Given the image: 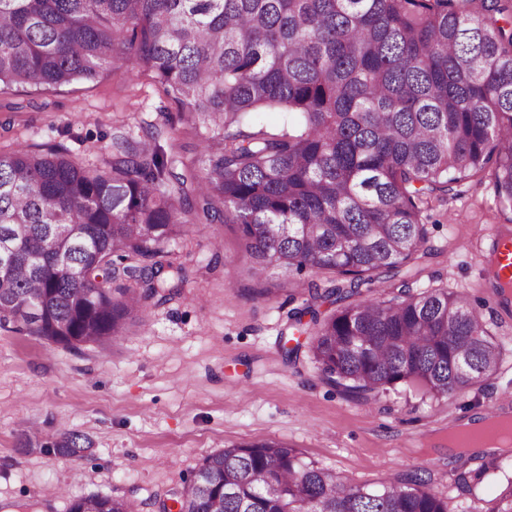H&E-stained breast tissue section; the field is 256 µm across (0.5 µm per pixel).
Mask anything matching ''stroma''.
I'll use <instances>...</instances> for the list:
<instances>
[{
  "instance_id": "obj_1",
  "label": "stroma",
  "mask_w": 512,
  "mask_h": 512,
  "mask_svg": "<svg viewBox=\"0 0 512 512\" xmlns=\"http://www.w3.org/2000/svg\"><path fill=\"white\" fill-rule=\"evenodd\" d=\"M149 131L184 158L197 142L176 105L126 59L97 83L0 93L2 148L60 144L75 161L101 167L113 136ZM508 219L487 172L458 196L432 200L426 213L432 255L419 285L464 293L507 343L501 372L459 397L390 391L365 404L329 386L305 352L285 358L284 346L306 341L292 333L288 313L307 295H253L233 224L187 225L169 254L188 273L180 296L107 348L72 350L0 329V512H68L71 498L94 494L159 512L207 455L268 439L359 485L422 467L447 495L458 465L449 428L512 408V314L482 260L488 228ZM71 432L90 441L82 456L24 451Z\"/></svg>"
}]
</instances>
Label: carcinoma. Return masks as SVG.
Wrapping results in <instances>:
<instances>
[{"instance_id": "cac0c4a2", "label": "carcinoma", "mask_w": 512, "mask_h": 512, "mask_svg": "<svg viewBox=\"0 0 512 512\" xmlns=\"http://www.w3.org/2000/svg\"><path fill=\"white\" fill-rule=\"evenodd\" d=\"M119 56L152 75L200 150L178 169L153 136L113 137L105 168L59 145L0 148V246L19 252L0 329L106 346L146 322L147 300L180 294L164 247L193 220L238 225L257 296L307 286L288 318L344 395L439 399L499 373L504 343L465 295L409 274L428 256L433 198L489 171L512 212V0H0V92L96 82ZM262 110L288 128L245 130ZM461 469L470 494L497 465ZM431 482L418 468L355 485L266 440L207 456L169 496L178 512H475L448 510ZM69 512L134 503L96 494Z\"/></svg>"}]
</instances>
